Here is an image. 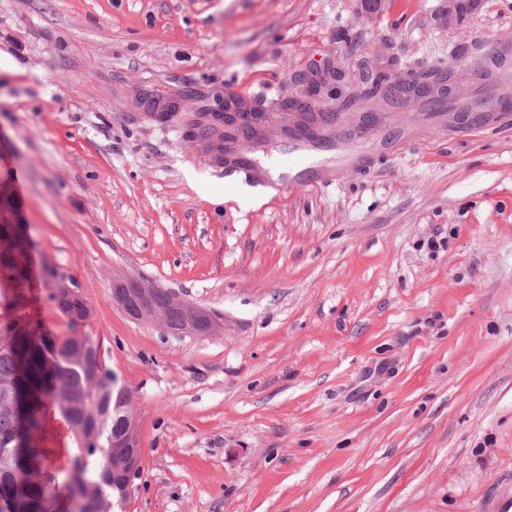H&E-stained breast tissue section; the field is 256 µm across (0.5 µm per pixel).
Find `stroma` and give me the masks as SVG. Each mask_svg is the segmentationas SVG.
I'll use <instances>...</instances> for the list:
<instances>
[{
    "label": "stroma",
    "instance_id": "stroma-1",
    "mask_svg": "<svg viewBox=\"0 0 512 512\" xmlns=\"http://www.w3.org/2000/svg\"><path fill=\"white\" fill-rule=\"evenodd\" d=\"M437 0H0V189L28 224L31 308L94 336L134 390L142 471L123 512H484L512 470V108L449 127L388 113L349 170L263 191L230 182L139 99L186 85L278 111L310 70L452 59L500 101L512 0L457 27ZM79 286L72 327L39 278ZM136 276L217 314L211 336L130 319Z\"/></svg>",
    "mask_w": 512,
    "mask_h": 512
}]
</instances>
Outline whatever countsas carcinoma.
Segmentation results:
<instances>
[{
  "label": "carcinoma",
  "mask_w": 512,
  "mask_h": 512,
  "mask_svg": "<svg viewBox=\"0 0 512 512\" xmlns=\"http://www.w3.org/2000/svg\"><path fill=\"white\" fill-rule=\"evenodd\" d=\"M391 72L365 78L360 99L377 110L399 107L382 92ZM442 64L411 68L400 79L422 78L431 86L452 78ZM432 112H479L453 96L429 97ZM31 242L24 224H0V269L10 273L15 293L12 313L0 324V499L15 502L20 512H70L69 497L79 488L83 512H112V505L131 493L125 477L112 475V458L125 449L112 447L131 410L130 393L119 387L102 359L100 344L88 334L63 339L45 331L28 310L23 288L30 280ZM66 427L71 447L63 449L69 467L53 468L55 448L44 446L55 425Z\"/></svg>",
  "instance_id": "obj_1"
}]
</instances>
